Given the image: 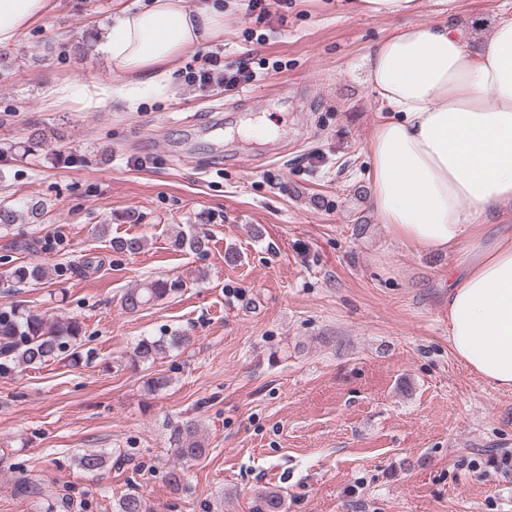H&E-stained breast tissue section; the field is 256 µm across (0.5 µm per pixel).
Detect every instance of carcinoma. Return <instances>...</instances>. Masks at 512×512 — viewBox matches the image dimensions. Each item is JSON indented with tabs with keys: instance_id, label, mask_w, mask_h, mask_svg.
<instances>
[{
	"instance_id": "1",
	"label": "carcinoma",
	"mask_w": 512,
	"mask_h": 512,
	"mask_svg": "<svg viewBox=\"0 0 512 512\" xmlns=\"http://www.w3.org/2000/svg\"><path fill=\"white\" fill-rule=\"evenodd\" d=\"M111 248L119 252L136 254L144 247L140 238L113 239ZM174 245L191 251H201L208 245L203 231L179 232ZM46 275V268L39 258L12 265L0 271V281L14 284L39 281ZM186 283L181 278L150 279L132 288L122 297V308L133 313L144 306L180 293ZM83 333V323L76 318L55 319L26 311L17 306L0 309V377L13 375L19 368L40 366L57 358L79 359L78 341ZM190 337L179 332L168 336L143 338L130 354L133 365L153 362L158 356L188 346ZM169 446L177 465L168 472L169 484L177 489L184 476V466L201 458L206 452L205 440L199 424L187 418L171 427ZM84 471H96L104 467L106 456L83 453L73 458ZM114 512H146V505L135 492L121 496L113 506ZM252 512H284V497L277 490H265L257 494Z\"/></svg>"
}]
</instances>
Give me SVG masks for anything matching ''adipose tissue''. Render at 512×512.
I'll return each mask as SVG.
<instances>
[{
	"label": "adipose tissue",
	"instance_id": "obj_1",
	"mask_svg": "<svg viewBox=\"0 0 512 512\" xmlns=\"http://www.w3.org/2000/svg\"><path fill=\"white\" fill-rule=\"evenodd\" d=\"M53 0H0V47ZM224 30L222 0H148L129 8L99 49L120 84L63 83L54 102L99 109L165 86L176 61ZM367 82L389 113L371 133V203L404 247L445 253L469 245L448 289V342L479 379L512 391V235L494 223L512 205V15L479 51L456 17L400 26L367 55Z\"/></svg>",
	"mask_w": 512,
	"mask_h": 512
}]
</instances>
